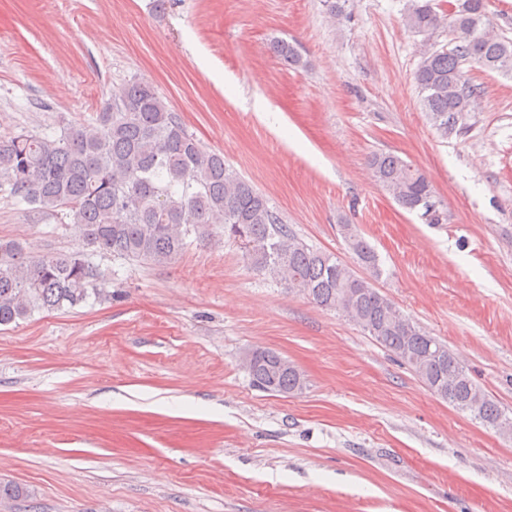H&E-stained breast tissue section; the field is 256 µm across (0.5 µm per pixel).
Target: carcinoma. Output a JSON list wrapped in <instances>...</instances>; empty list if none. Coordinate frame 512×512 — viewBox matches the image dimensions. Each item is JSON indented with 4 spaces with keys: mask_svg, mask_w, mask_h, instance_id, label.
Segmentation results:
<instances>
[{
    "mask_svg": "<svg viewBox=\"0 0 512 512\" xmlns=\"http://www.w3.org/2000/svg\"><path fill=\"white\" fill-rule=\"evenodd\" d=\"M403 21L425 38L448 29L450 49L423 44L415 81L433 125L459 131L477 109L479 91L462 65L512 75V41L499 37L487 0H459L444 12L433 0H408ZM271 49L288 65L302 57L278 40ZM373 177L403 208L442 220L426 176L398 155L371 157ZM0 191L18 203L69 220L93 253L142 263L168 261L195 234L213 229L243 252L259 272L340 313L393 353L436 395L496 431L512 432V417L469 377L438 338L427 334L375 287L377 254L355 225L340 232L357 275L331 253L302 242L247 179L207 149L147 81L133 80L106 98L95 117L54 135L23 131L0 140ZM98 268L84 255L30 256L13 240H0V325L36 312L60 310L103 295ZM249 375L263 390L294 394L306 384L296 366L271 350L246 353Z\"/></svg>",
    "mask_w": 512,
    "mask_h": 512,
    "instance_id": "1",
    "label": "carcinoma"
}]
</instances>
